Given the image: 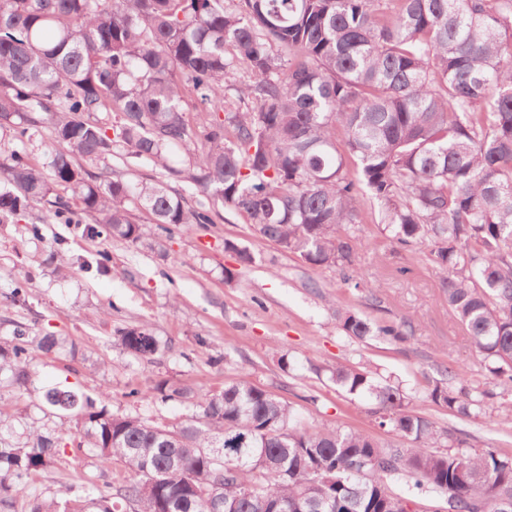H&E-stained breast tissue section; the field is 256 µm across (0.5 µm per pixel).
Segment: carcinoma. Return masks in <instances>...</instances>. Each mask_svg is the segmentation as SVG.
I'll return each instance as SVG.
<instances>
[{
    "instance_id": "1",
    "label": "carcinoma",
    "mask_w": 512,
    "mask_h": 512,
    "mask_svg": "<svg viewBox=\"0 0 512 512\" xmlns=\"http://www.w3.org/2000/svg\"><path fill=\"white\" fill-rule=\"evenodd\" d=\"M0 0V130L40 135L46 162L0 158V222L47 204L101 216L109 236L145 239L132 208L167 234L214 224L228 208L312 268L364 285L350 226L369 192L403 247L427 245L448 270V307L474 339L484 377L512 391V0ZM243 73L249 81L234 84ZM199 101V121L186 102ZM345 129L344 149L336 127ZM116 157L97 175L75 164ZM136 161L163 171L132 180ZM354 165L351 176L348 166ZM69 189L73 201L58 188ZM348 339H409L404 321L336 310ZM149 362L145 327L121 332ZM55 336L20 324L0 341V374L25 389L29 347ZM337 388L375 403L379 427L301 430L292 408L243 376L197 392L168 379L151 395L192 407L163 424L114 415L52 387L45 400L81 426L104 464L131 478L72 498L34 496L30 512H390L394 500L443 497L454 512H512V456L457 438L407 408L402 386L327 367ZM427 399L480 422L496 393L450 364ZM57 438L14 439L0 419V512L13 487L52 463Z\"/></svg>"
}]
</instances>
